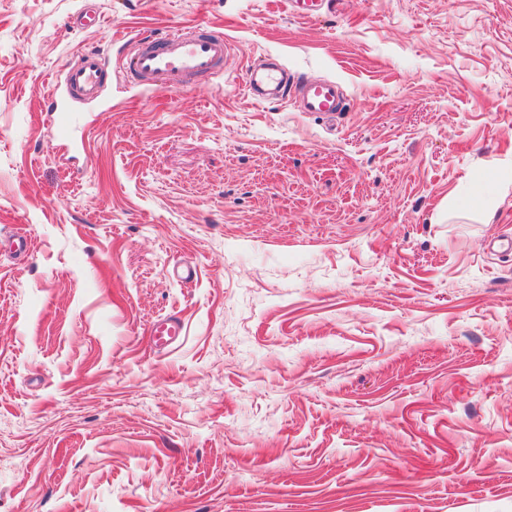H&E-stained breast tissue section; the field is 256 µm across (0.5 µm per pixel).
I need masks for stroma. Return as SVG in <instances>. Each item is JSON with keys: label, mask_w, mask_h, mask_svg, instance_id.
Returning <instances> with one entry per match:
<instances>
[{"label": "stroma", "mask_w": 512, "mask_h": 512, "mask_svg": "<svg viewBox=\"0 0 512 512\" xmlns=\"http://www.w3.org/2000/svg\"><path fill=\"white\" fill-rule=\"evenodd\" d=\"M0 512H512V0H0ZM138 41L123 61V77L169 92L182 90L193 77L221 76L224 57L234 50L233 43L223 36L185 29ZM103 77L100 53L86 50L78 61L67 67L65 83L68 91L79 99L90 101L98 96ZM288 90V80H283L277 69L255 65L247 73V91L257 89L270 91L268 94L275 95L281 99L288 98L291 91L298 96L306 112H337L336 85L322 80H304Z\"/></svg>", "instance_id": "obj_1"}]
</instances>
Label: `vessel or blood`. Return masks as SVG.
Masks as SVG:
<instances>
[{
    "instance_id": "vessel-or-blood-1",
    "label": "vessel or blood",
    "mask_w": 512,
    "mask_h": 512,
    "mask_svg": "<svg viewBox=\"0 0 512 512\" xmlns=\"http://www.w3.org/2000/svg\"><path fill=\"white\" fill-rule=\"evenodd\" d=\"M233 49V43L222 36L179 29L140 39L137 48L125 58L122 74L139 83L177 92L190 78L220 76L221 65ZM102 77L99 53L87 50L80 53L75 64L68 66L65 83L71 94L90 101L97 97ZM246 88L267 90L283 99L288 94H296L308 112L332 113L336 110L337 92L333 83L304 80L292 87L274 68L252 66L247 73Z\"/></svg>"
}]
</instances>
